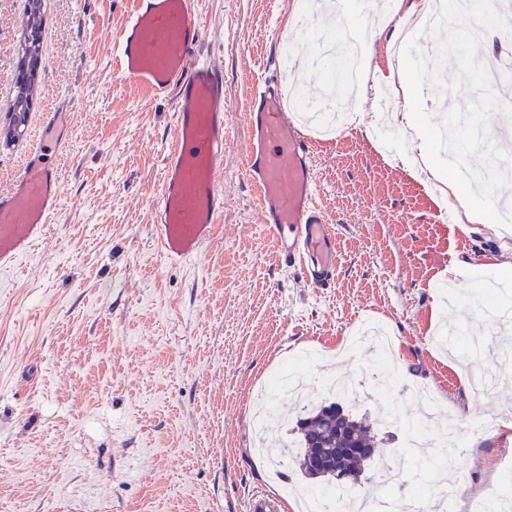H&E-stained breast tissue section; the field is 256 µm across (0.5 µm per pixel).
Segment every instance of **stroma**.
Wrapping results in <instances>:
<instances>
[{
	"instance_id": "1",
	"label": "stroma",
	"mask_w": 512,
	"mask_h": 512,
	"mask_svg": "<svg viewBox=\"0 0 512 512\" xmlns=\"http://www.w3.org/2000/svg\"><path fill=\"white\" fill-rule=\"evenodd\" d=\"M202 51L222 65L229 140L221 175L220 234L187 263L158 252L150 224L160 164L173 136L172 98H145L114 69L124 0H44L40 79L26 127L48 102L71 105L53 233L11 272L0 273V512H244L257 489L302 483L285 467L269 477L254 450L250 416L262 385L313 346L325 377L359 380L377 355L341 348L363 319L395 337L398 383L365 386L346 405L359 416L386 410L396 423L384 445L399 483L361 481L357 495L402 500L417 480L406 430L424 418L415 398L426 384L456 416L461 447L440 486L482 493L498 476L512 435L476 438L491 413H512V384L478 399L466 389L477 363L496 370L512 352V320L487 313L479 286L500 282L512 305V233L479 224L441 225L440 195L404 165L412 138L392 122L395 106L353 97L377 116L363 126L334 118L323 73L305 77L323 49L296 26L318 13L324 32L336 16L326 0H196ZM27 0H0V128L12 121L9 80L23 39ZM395 8L369 14L362 43L369 81L389 80ZM280 73L321 115L315 137L321 199L336 233V285L309 286L288 270L262 227L243 171L246 112L255 80Z\"/></svg>"
}]
</instances>
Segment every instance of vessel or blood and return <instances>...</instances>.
Returning <instances> with one entry per match:
<instances>
[{
  "mask_svg": "<svg viewBox=\"0 0 512 512\" xmlns=\"http://www.w3.org/2000/svg\"><path fill=\"white\" fill-rule=\"evenodd\" d=\"M127 5L128 19L116 36L119 74L151 97L176 98L174 141L162 159L151 231L166 259L181 264L215 239L224 208V73L202 57L203 21L195 0ZM244 121V175L260 202L265 231L288 268L316 287H333L336 236L320 200L314 142L296 123L279 80L255 87ZM70 126L67 108L48 107L46 122L30 137L22 172L0 191V272L15 268L47 238L62 190L51 157Z\"/></svg>",
  "mask_w": 512,
  "mask_h": 512,
  "instance_id": "obj_1",
  "label": "vessel or blood"
}]
</instances>
